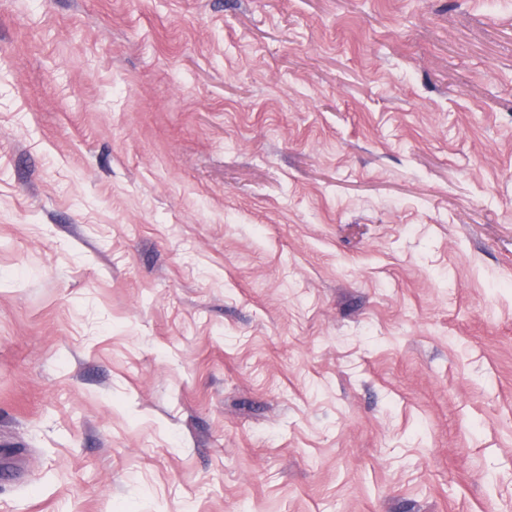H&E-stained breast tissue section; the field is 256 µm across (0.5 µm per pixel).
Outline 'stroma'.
Returning a JSON list of instances; mask_svg holds the SVG:
<instances>
[{
	"label": "stroma",
	"instance_id": "35a3bbf8",
	"mask_svg": "<svg viewBox=\"0 0 512 512\" xmlns=\"http://www.w3.org/2000/svg\"><path fill=\"white\" fill-rule=\"evenodd\" d=\"M0 512H512V0H0Z\"/></svg>",
	"mask_w": 512,
	"mask_h": 512
}]
</instances>
